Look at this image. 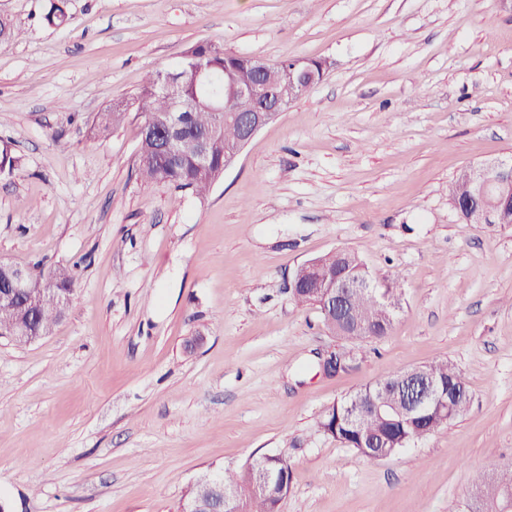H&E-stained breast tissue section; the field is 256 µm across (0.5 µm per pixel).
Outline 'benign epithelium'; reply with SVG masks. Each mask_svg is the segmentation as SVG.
Segmentation results:
<instances>
[{
  "mask_svg": "<svg viewBox=\"0 0 512 512\" xmlns=\"http://www.w3.org/2000/svg\"><path fill=\"white\" fill-rule=\"evenodd\" d=\"M270 62L251 56L247 70L251 76L245 78L237 72L224 73V97L212 95L208 99L210 112H229L237 125L240 137L236 145L224 155V167L231 166L244 146L266 125L272 123L287 108L286 98L281 90L283 85L297 90L302 88L308 76L307 66L300 61L288 62V68L280 76L272 74ZM163 90L169 94L170 115L161 132L154 134L163 152H173L183 147L184 142L176 133L186 122L188 108L180 94L175 91L173 74L161 79ZM461 178L466 182V195L456 204L459 216L469 224L494 226L503 223L501 205L512 202V160H500L469 166L462 170ZM302 275L293 276L291 288H296L301 276L310 281L321 280L322 274L315 259L299 266ZM0 301H10L18 295H27L29 303L43 307L53 301V292L42 289L32 292L28 288L31 269L12 264L0 263ZM359 284L346 280H334L324 293L326 308L345 311L347 299ZM406 384L381 386L376 391L375 403L378 409L402 408L422 413L435 406H448L447 394L439 381L428 372L416 367L406 370ZM201 494L183 501L184 512H239L238 493L224 486V477L207 474L193 482Z\"/></svg>",
  "mask_w": 512,
  "mask_h": 512,
  "instance_id": "obj_1",
  "label": "benign epithelium"
}]
</instances>
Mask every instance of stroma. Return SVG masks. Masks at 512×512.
<instances>
[{
    "label": "stroma",
    "instance_id": "stroma-1",
    "mask_svg": "<svg viewBox=\"0 0 512 512\" xmlns=\"http://www.w3.org/2000/svg\"><path fill=\"white\" fill-rule=\"evenodd\" d=\"M0 0V261L75 269L52 333L0 338L5 512H180L206 472L282 453V512H461L475 472L512 466V227L465 223L448 184L512 158V7L504 0ZM197 43L323 79L246 145L209 196L143 187L142 119L93 127ZM337 248L389 276L390 332L344 346L289 291ZM445 359L469 408L370 461L324 411Z\"/></svg>",
    "mask_w": 512,
    "mask_h": 512
}]
</instances>
